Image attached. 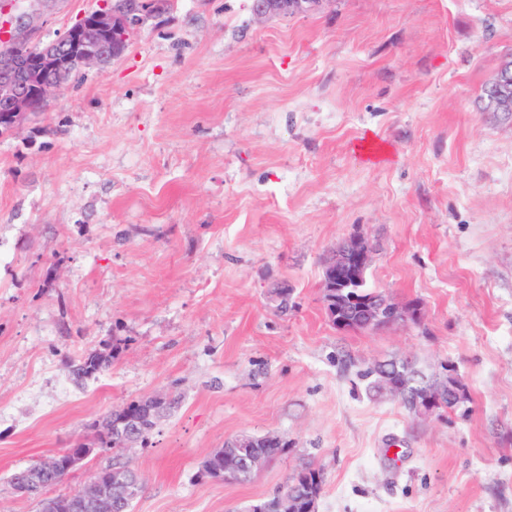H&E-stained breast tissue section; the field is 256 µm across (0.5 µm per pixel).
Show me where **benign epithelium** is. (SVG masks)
<instances>
[{
	"label": "benign epithelium",
	"mask_w": 512,
	"mask_h": 512,
	"mask_svg": "<svg viewBox=\"0 0 512 512\" xmlns=\"http://www.w3.org/2000/svg\"><path fill=\"white\" fill-rule=\"evenodd\" d=\"M325 0H253L261 16H295L313 12ZM150 13L146 0H105L96 10L84 13L48 43L32 42L28 30L34 17L14 8V0H0V129L11 132L25 117L37 111L36 102L50 100L73 75L106 65L127 48L128 32L139 27ZM484 111L512 113V56L499 65L495 78L486 85ZM371 262V250L359 236L341 242L326 262L320 282L329 322L340 332L361 326L379 332L423 317L419 302L400 305L387 296L364 297L358 293ZM378 361L377 389L404 400L412 414L430 419L440 414L442 389L425 387L406 394L407 372L400 364ZM170 398L162 393L140 399L136 410L109 419V428L134 437L139 433L138 414H162ZM95 452L75 444L41 464L48 471H70ZM139 485L125 482V472H98L92 482L67 498L69 512H111L120 497L137 495Z\"/></svg>",
	"instance_id": "1"
}]
</instances>
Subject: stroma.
I'll return each mask as SVG.
<instances>
[{"instance_id":"obj_1","label":"stroma","mask_w":512,"mask_h":512,"mask_svg":"<svg viewBox=\"0 0 512 512\" xmlns=\"http://www.w3.org/2000/svg\"><path fill=\"white\" fill-rule=\"evenodd\" d=\"M101 0H19L48 42ZM512 56V0H164L121 57L0 136V512L84 488L96 453L43 496L21 468L113 409L180 404L147 446L132 512H247L310 462L317 512H512V115L481 95ZM369 287L424 318L329 322L319 284L344 238ZM293 290L281 312L274 288ZM123 351L74 380L70 363ZM453 362L467 415L421 420L370 396L376 361ZM285 454L251 481L199 479L239 435ZM261 16H295L313 12L324 0H252Z\"/></svg>"}]
</instances>
